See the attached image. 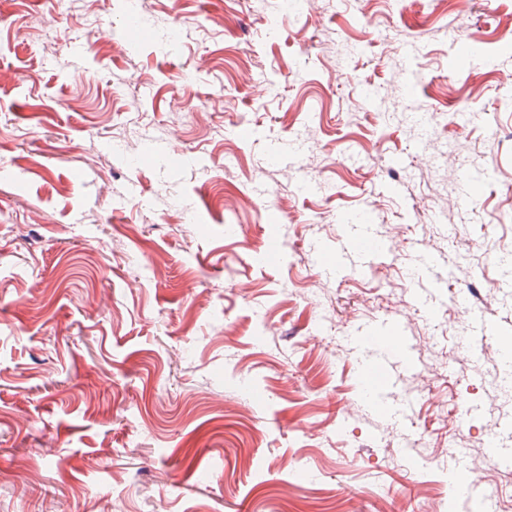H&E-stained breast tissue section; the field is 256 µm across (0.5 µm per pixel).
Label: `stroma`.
<instances>
[{"instance_id":"stroma-1","label":"stroma","mask_w":512,"mask_h":512,"mask_svg":"<svg viewBox=\"0 0 512 512\" xmlns=\"http://www.w3.org/2000/svg\"><path fill=\"white\" fill-rule=\"evenodd\" d=\"M509 15L0 0V512H479L459 471L503 512ZM464 87L466 121L427 140ZM366 212L387 258L323 268ZM394 321L418 372L388 417L356 338ZM487 449L494 464L503 468H512V448L504 443L498 433L489 437Z\"/></svg>"}]
</instances>
